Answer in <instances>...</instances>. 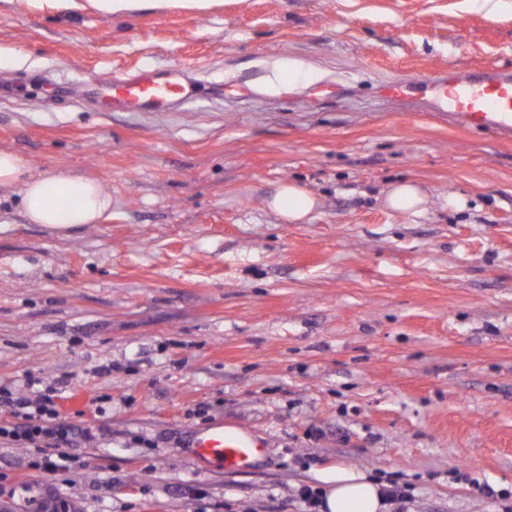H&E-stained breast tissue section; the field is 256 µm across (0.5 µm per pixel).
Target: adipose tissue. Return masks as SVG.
I'll return each mask as SVG.
<instances>
[{
	"instance_id": "ef3b65f1",
	"label": "adipose tissue",
	"mask_w": 512,
	"mask_h": 512,
	"mask_svg": "<svg viewBox=\"0 0 512 512\" xmlns=\"http://www.w3.org/2000/svg\"><path fill=\"white\" fill-rule=\"evenodd\" d=\"M49 8H87L104 17L130 15L148 8L207 10L218 0H42ZM16 205L28 223L64 231L82 224H102L112 217V196L99 180L65 168L32 174L17 154L0 151V203ZM315 197L294 183L279 185L267 206L282 221H304ZM321 512H387L385 485L347 466L319 471Z\"/></svg>"
}]
</instances>
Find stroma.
<instances>
[{
  "label": "stroma",
  "instance_id": "stroma-1",
  "mask_svg": "<svg viewBox=\"0 0 512 512\" xmlns=\"http://www.w3.org/2000/svg\"><path fill=\"white\" fill-rule=\"evenodd\" d=\"M0 150L98 179L112 218L67 235L0 214V389L62 384L95 422L47 476L0 444V512H301L343 465L406 488L390 512H512V140L383 100L430 70L512 68V0H224L101 17L0 0ZM187 67L193 103L104 112L90 78ZM307 80L282 84L275 70ZM258 70L253 95L226 90ZM417 217L384 204L402 180ZM317 205L268 209L283 182ZM465 197L448 207L450 194ZM227 423L249 470L187 461ZM429 194L417 183L403 181L393 184L386 192L385 204L391 210L408 216H418L427 210ZM316 203V198L308 190L295 183H286L277 187L267 206L282 221L297 224L308 217Z\"/></svg>",
  "mask_w": 512,
  "mask_h": 512
}]
</instances>
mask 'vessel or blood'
I'll return each instance as SVG.
<instances>
[{
	"instance_id": "vessel-or-blood-1",
	"label": "vessel or blood",
	"mask_w": 512,
	"mask_h": 512,
	"mask_svg": "<svg viewBox=\"0 0 512 512\" xmlns=\"http://www.w3.org/2000/svg\"><path fill=\"white\" fill-rule=\"evenodd\" d=\"M180 76L177 66L123 78L110 75L91 80L89 92L100 98L108 111L162 112L190 99ZM420 82L435 89L437 110L453 113L464 127L487 136L512 134L511 68L443 70L421 77ZM265 446V441L251 432L218 423L194 437L188 459L210 471L246 469Z\"/></svg>"
}]
</instances>
